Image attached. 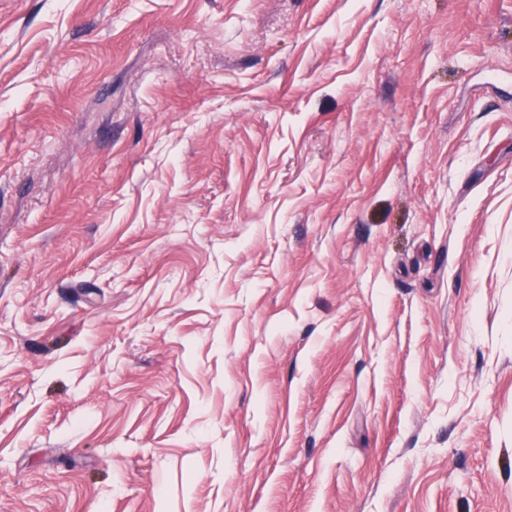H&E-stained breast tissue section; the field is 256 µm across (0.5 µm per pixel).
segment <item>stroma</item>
Instances as JSON below:
<instances>
[{
	"label": "stroma",
	"instance_id": "1",
	"mask_svg": "<svg viewBox=\"0 0 512 512\" xmlns=\"http://www.w3.org/2000/svg\"><path fill=\"white\" fill-rule=\"evenodd\" d=\"M0 512H512V0H0Z\"/></svg>",
	"mask_w": 512,
	"mask_h": 512
}]
</instances>
